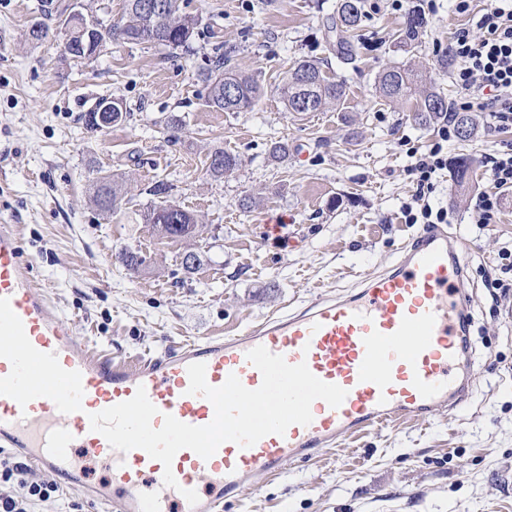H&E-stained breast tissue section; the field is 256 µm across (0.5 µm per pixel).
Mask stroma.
I'll list each match as a JSON object with an SVG mask.
<instances>
[{
    "mask_svg": "<svg viewBox=\"0 0 512 512\" xmlns=\"http://www.w3.org/2000/svg\"><path fill=\"white\" fill-rule=\"evenodd\" d=\"M68 2L0 0V222L19 225L37 283L75 331L96 353L125 360L237 333L356 290L366 274L389 267L420 230L402 219L403 205L416 202L411 155L428 152L438 131L413 121L412 103L381 99L375 78L409 63L459 104L438 60L490 4L470 0L461 14L454 0H403L399 9L364 0L357 61L343 67L323 39L336 0H188L200 17L192 52L112 43L89 61L66 55L62 34L38 44L26 37L43 9ZM415 6L428 26L420 46L407 49L396 32ZM219 43L235 47L238 67L264 89L251 110L206 103L197 72ZM301 58L345 80L343 103L302 117L288 112L281 79ZM106 98L122 100L127 118L88 132L85 114ZM171 115L185 124L175 144L162 126ZM478 120L470 139L443 146L448 159L472 158L466 192H456L446 168L425 197L446 211L474 283L469 401L428 423L371 428L279 474L258 475L230 512H512V293L496 303L485 286L498 275L499 248L512 247V192L491 232H479L468 213L472 195L492 189L484 154L512 143V128ZM279 140L290 147L283 162L269 156ZM216 147L241 160L219 181L206 173ZM105 173L126 188L110 216L93 199L92 183ZM158 181L167 200L204 220L201 236L162 239L142 223ZM245 198L251 208L241 207ZM127 250L143 258L139 274L123 265ZM188 252L202 258L190 273L180 264Z\"/></svg>",
    "mask_w": 512,
    "mask_h": 512,
    "instance_id": "1",
    "label": "stroma"
}]
</instances>
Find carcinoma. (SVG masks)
Here are the masks:
<instances>
[{"mask_svg":"<svg viewBox=\"0 0 512 512\" xmlns=\"http://www.w3.org/2000/svg\"><path fill=\"white\" fill-rule=\"evenodd\" d=\"M142 0H126L125 12L117 22L103 25L101 41L126 43L151 42L171 50L188 52L200 18L182 11L184 0H159L165 9L157 17H149L140 9ZM363 0H337L336 11L328 14L323 22L325 42L342 64L356 62L357 53L352 41L355 31L364 21ZM427 25L421 10L409 12L399 30L398 43L416 47ZM58 28L65 32V42L75 43L81 36L77 23L66 18V10L58 15ZM235 48L220 44L212 48L209 64L198 73L208 89V106L222 112H244L261 99V85L245 75L233 64ZM381 97L390 102L415 99L413 120L428 127L439 121L453 124L457 137L469 139L475 131L470 113L457 112L441 93L423 85L419 71L412 65H393L384 68L376 77ZM281 93L290 112L305 115L318 112L328 103L340 102L346 93L341 81L332 80L322 73L312 60L301 58L285 72ZM473 160L458 157L451 163L453 181L462 189L468 182ZM241 161L235 154L222 149L214 150L208 157L206 172L214 180H221L239 170ZM123 194V184L116 177L103 176L94 184V200L101 211L114 212ZM144 223L152 225L161 238H188L203 233L206 228L202 218L179 205L166 200L155 202L143 212Z\"/></svg>","mask_w":512,"mask_h":512,"instance_id":"1","label":"carcinoma"}]
</instances>
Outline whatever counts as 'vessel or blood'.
Returning <instances> with one entry per match:
<instances>
[{
  "label": "vessel or blood",
  "instance_id": "1",
  "mask_svg": "<svg viewBox=\"0 0 512 512\" xmlns=\"http://www.w3.org/2000/svg\"><path fill=\"white\" fill-rule=\"evenodd\" d=\"M461 260L447 225L433 224L356 294L128 364L90 353L38 291L17 225L0 224V447L18 450L66 485L89 487L110 512H224L257 474L278 473L372 427L429 421L468 400L474 360L461 341L471 324ZM259 345L344 388L343 403L334 408L315 400L309 425H291L250 447L226 442L207 459L180 450L172 462L174 488L164 485L162 464L144 450H115L92 431L90 415L131 399L140 387L159 411L153 427L167 414L209 424L214 407L188 394V366L204 363L211 386L233 374L254 390L262 375L247 354ZM87 458L106 462V481L88 485ZM187 489L197 492V504L184 498Z\"/></svg>",
  "mask_w": 512,
  "mask_h": 512
}]
</instances>
